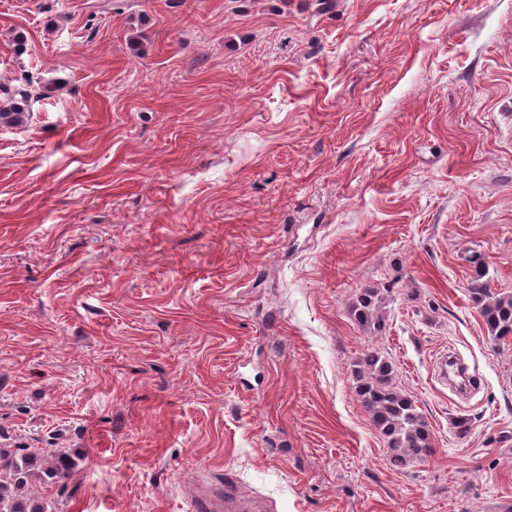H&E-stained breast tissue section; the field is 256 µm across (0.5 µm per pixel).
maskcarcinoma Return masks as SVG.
Wrapping results in <instances>:
<instances>
[{"label":"carcinoma","instance_id":"cac0c4a2","mask_svg":"<svg viewBox=\"0 0 512 512\" xmlns=\"http://www.w3.org/2000/svg\"><path fill=\"white\" fill-rule=\"evenodd\" d=\"M34 98L32 82L27 77L19 85L3 91L0 124L23 127ZM467 261L475 264L476 276L468 286L473 299L481 306L491 341L495 344L512 339V294L496 295L483 280V263L472 254ZM355 320L368 330L382 326L378 290L366 288L351 306ZM356 389L363 407L386 441L391 461L397 467L425 459L432 448V432L415 401L395 386V368L379 351L367 350L353 369ZM74 469L63 448H41L35 453L20 454L0 448V512H51L48 503L30 491L35 483L57 484L68 480Z\"/></svg>","mask_w":512,"mask_h":512}]
</instances>
